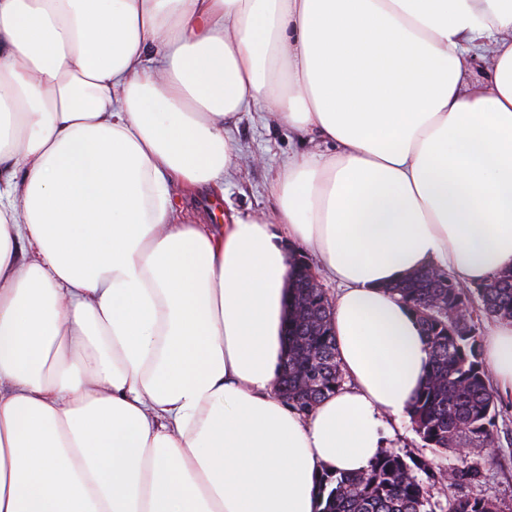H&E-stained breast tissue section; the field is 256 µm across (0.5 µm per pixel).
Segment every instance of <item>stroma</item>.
<instances>
[{
    "mask_svg": "<svg viewBox=\"0 0 512 512\" xmlns=\"http://www.w3.org/2000/svg\"><path fill=\"white\" fill-rule=\"evenodd\" d=\"M234 137L245 160L226 178L223 193L187 195L176 192V205L189 222L218 228L225 224L232 210L273 216L278 201L272 195L270 185L282 161L294 155H326L335 151L333 145L311 135H299L261 112L244 115ZM498 410L496 444L486 450L475 449L463 456L454 453L435 455L432 449L423 447L408 422L395 429L388 445L402 453L438 459L449 469L464 460L482 464L484 477L475 488L476 494L497 500L504 504L505 512H512V394H500Z\"/></svg>",
    "mask_w": 512,
    "mask_h": 512,
    "instance_id": "1",
    "label": "stroma"
}]
</instances>
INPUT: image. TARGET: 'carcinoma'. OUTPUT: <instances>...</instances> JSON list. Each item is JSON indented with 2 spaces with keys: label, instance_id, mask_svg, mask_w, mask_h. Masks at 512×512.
<instances>
[{
  "label": "carcinoma",
  "instance_id": "1",
  "mask_svg": "<svg viewBox=\"0 0 512 512\" xmlns=\"http://www.w3.org/2000/svg\"><path fill=\"white\" fill-rule=\"evenodd\" d=\"M475 290L483 314L512 322V270ZM390 291L413 311L432 350L430 375L410 407L413 430L438 453H454L462 444L494 447L498 399L471 323L468 293L447 273L432 270L413 273ZM295 298L309 318L288 323V365L276 391L307 410L334 392L343 376L334 337L323 323L328 295L300 285ZM444 477L432 460L385 449L364 473L323 474L319 512H503L497 501L480 495L435 497L433 489ZM483 477L481 466L465 460L451 471L460 486L477 485Z\"/></svg>",
  "mask_w": 512,
  "mask_h": 512
}]
</instances>
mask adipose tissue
<instances>
[{"label":"adipose tissue","mask_w":512,"mask_h":512,"mask_svg":"<svg viewBox=\"0 0 512 512\" xmlns=\"http://www.w3.org/2000/svg\"><path fill=\"white\" fill-rule=\"evenodd\" d=\"M250 108L334 154L275 220L180 223ZM295 248L343 374L306 412ZM428 268L512 269V0H0V512H318L409 417L430 347L388 287ZM483 349L512 391V322Z\"/></svg>","instance_id":"obj_1"}]
</instances>
